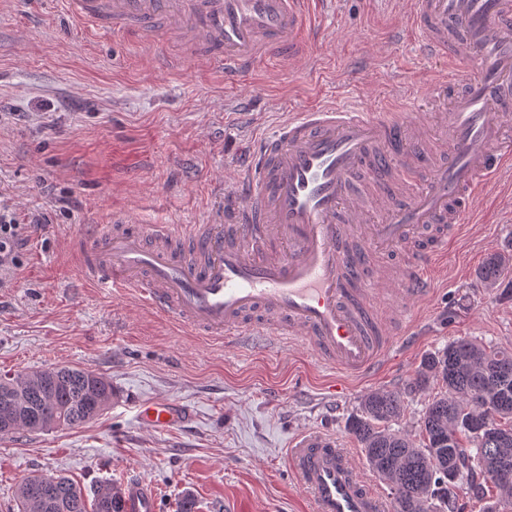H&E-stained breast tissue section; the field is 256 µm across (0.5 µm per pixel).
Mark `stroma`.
I'll use <instances>...</instances> for the list:
<instances>
[{"mask_svg":"<svg viewBox=\"0 0 512 512\" xmlns=\"http://www.w3.org/2000/svg\"><path fill=\"white\" fill-rule=\"evenodd\" d=\"M297 69L258 59L235 81L214 66L159 67L169 43L69 22L61 0H0V203L45 223L23 249L13 287L0 288V374L85 367L112 383L111 407L76 428L0 435V512H18L16 488L64 474L84 487L150 480L159 512H312L287 450L305 429L350 440L363 395L408 392L393 429L420 441L429 393H409L422 359L472 339L512 349V271L497 288L477 271L512 243V207L489 194L478 224L448 252L415 344L382 374L332 395L335 375L303 344L233 348L188 335L140 301L81 276L78 241L100 224L218 221L212 186L240 168L243 146L288 113L336 102L412 103L426 138L437 136L449 94L443 66L403 34L395 0H335ZM144 400L190 409L165 434L137 421Z\"/></svg>","mask_w":512,"mask_h":512,"instance_id":"1","label":"stroma"}]
</instances>
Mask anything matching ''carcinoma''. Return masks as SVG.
Instances as JSON below:
<instances>
[{
  "mask_svg": "<svg viewBox=\"0 0 512 512\" xmlns=\"http://www.w3.org/2000/svg\"><path fill=\"white\" fill-rule=\"evenodd\" d=\"M512 264L493 252L478 270L487 288L496 286ZM440 392L428 403L420 419L424 447L390 427L406 408L404 394L385 389L367 392L361 399V414L349 420L348 428L361 448L368 467L383 483H392L395 512H435V503L417 498L422 488L432 498L446 499L456 482L481 475L495 491L484 495L483 512H502L512 503L503 498L495 483L496 466L503 457L512 461V350L477 340H457L425 357L408 393L432 386ZM112 383L102 374L75 366H54L43 378L41 398L29 404L39 421L36 431L75 428L97 419L112 404ZM482 401V413L501 430L478 439L472 433L473 412L468 403ZM25 402L0 397V434L27 430L18 408ZM48 499L35 492L32 478L17 488L22 512H124L121 491L101 484L87 492L65 476L53 478Z\"/></svg>",
  "mask_w": 512,
  "mask_h": 512,
  "instance_id": "cac0c4a2",
  "label": "carcinoma"
}]
</instances>
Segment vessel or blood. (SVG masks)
I'll list each match as a JSON object with an SVG mask.
<instances>
[{
	"label": "vessel or blood",
	"mask_w": 512,
	"mask_h": 512,
	"mask_svg": "<svg viewBox=\"0 0 512 512\" xmlns=\"http://www.w3.org/2000/svg\"><path fill=\"white\" fill-rule=\"evenodd\" d=\"M328 0H63L68 16L137 38L155 32L182 40L202 61L240 74L274 48L289 64L307 59L309 35ZM426 55L478 74L453 89L430 162L409 114L358 103L292 112L260 140L252 163L230 173L235 190L224 221L181 234L162 225L97 228L79 243L81 267L100 288H130L157 312L201 336L233 344L262 336L303 342L345 381L381 368L408 339L418 308L446 263L450 239L503 174L512 173L504 141L512 112V0H397ZM423 189L401 191L404 174ZM382 223L364 225L368 206ZM437 226L435 239L420 229ZM385 299L387 314L373 303ZM152 432L183 425L188 410L168 401L138 407ZM288 459L313 512H390L336 435L304 430ZM126 512H157L154 487L136 477L122 487Z\"/></svg>",
	"instance_id": "obj_1"
}]
</instances>
